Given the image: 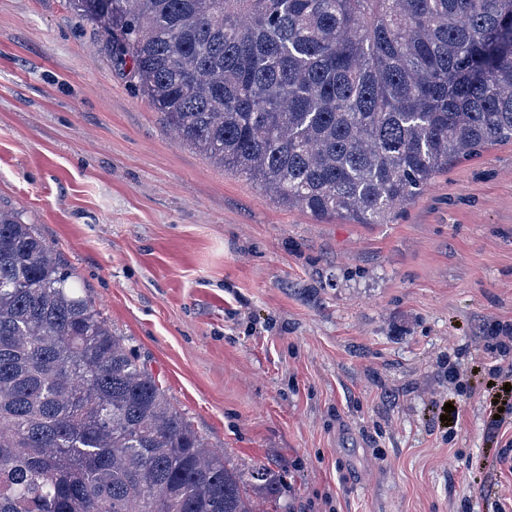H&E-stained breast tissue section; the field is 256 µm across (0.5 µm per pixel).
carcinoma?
I'll return each instance as SVG.
<instances>
[{
    "mask_svg": "<svg viewBox=\"0 0 512 512\" xmlns=\"http://www.w3.org/2000/svg\"><path fill=\"white\" fill-rule=\"evenodd\" d=\"M177 137L324 219L382 224L512 140V0H72ZM278 475L209 447L0 213V512H256Z\"/></svg>",
    "mask_w": 512,
    "mask_h": 512,
    "instance_id": "1",
    "label": "carcinoma"
}]
</instances>
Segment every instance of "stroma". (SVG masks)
Wrapping results in <instances>:
<instances>
[{"label": "stroma", "mask_w": 512, "mask_h": 512, "mask_svg": "<svg viewBox=\"0 0 512 512\" xmlns=\"http://www.w3.org/2000/svg\"><path fill=\"white\" fill-rule=\"evenodd\" d=\"M3 205L210 447L278 474L263 512H512V141L386 223L319 220L178 143L69 0H0Z\"/></svg>", "instance_id": "1"}]
</instances>
